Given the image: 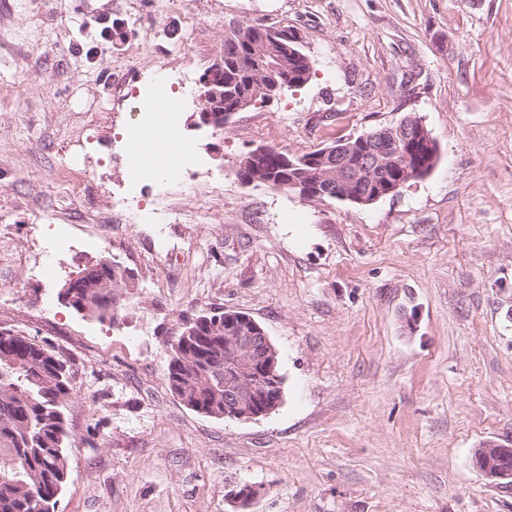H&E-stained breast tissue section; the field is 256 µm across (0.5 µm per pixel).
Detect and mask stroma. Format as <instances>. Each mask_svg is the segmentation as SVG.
<instances>
[{"instance_id":"stroma-1","label":"stroma","mask_w":512,"mask_h":512,"mask_svg":"<svg viewBox=\"0 0 512 512\" xmlns=\"http://www.w3.org/2000/svg\"><path fill=\"white\" fill-rule=\"evenodd\" d=\"M255 23L297 36L310 81L189 128L225 32ZM160 76L192 160L158 223L124 159ZM407 115L436 165L376 203L238 175L252 149ZM100 259L137 276L115 324L61 295ZM220 306L279 351L268 416L205 417L167 386L181 315ZM0 328L76 373L57 512H512L474 462L512 445V0H0Z\"/></svg>"}]
</instances>
